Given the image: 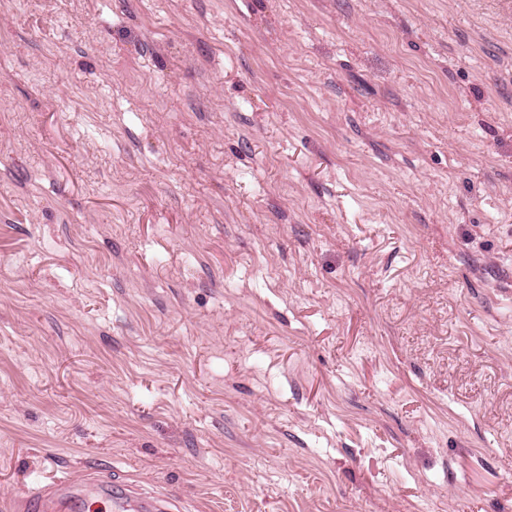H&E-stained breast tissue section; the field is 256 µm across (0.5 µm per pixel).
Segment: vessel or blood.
I'll list each match as a JSON object with an SVG mask.
<instances>
[{"label":"vessel or blood","instance_id":"b4317fda","mask_svg":"<svg viewBox=\"0 0 512 512\" xmlns=\"http://www.w3.org/2000/svg\"><path fill=\"white\" fill-rule=\"evenodd\" d=\"M87 491L113 496L111 485L89 484L63 476L50 486L30 491L23 499L8 503L7 508L9 512H73ZM113 498L118 512H178L180 508L179 501L166 496L139 500L127 492Z\"/></svg>","mask_w":512,"mask_h":512}]
</instances>
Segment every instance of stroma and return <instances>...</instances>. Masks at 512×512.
<instances>
[{
	"mask_svg": "<svg viewBox=\"0 0 512 512\" xmlns=\"http://www.w3.org/2000/svg\"><path fill=\"white\" fill-rule=\"evenodd\" d=\"M512 512V0H0V500ZM112 496L118 511H181L179 501L167 496H157L148 500H137L132 496L131 488L121 497H115L112 486L102 482L86 483L72 480L69 476L57 478L49 487L31 490L23 499L3 504L5 510L29 512H71L80 504L84 492Z\"/></svg>",
	"mask_w": 512,
	"mask_h": 512,
	"instance_id": "obj_1",
	"label": "stroma"
}]
</instances>
